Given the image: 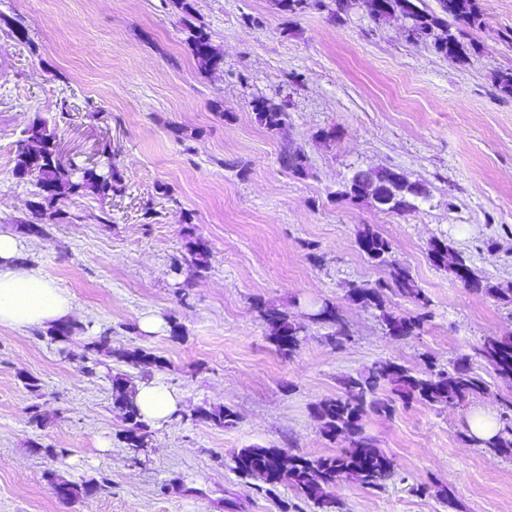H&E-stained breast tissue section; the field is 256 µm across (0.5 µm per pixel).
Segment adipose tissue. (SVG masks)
Wrapping results in <instances>:
<instances>
[{"mask_svg":"<svg viewBox=\"0 0 512 512\" xmlns=\"http://www.w3.org/2000/svg\"><path fill=\"white\" fill-rule=\"evenodd\" d=\"M24 251L20 239L0 232V326L28 330L69 318V293L26 262ZM135 401L142 417L160 426L178 412L181 397L156 376L138 384Z\"/></svg>","mask_w":512,"mask_h":512,"instance_id":"obj_1","label":"adipose tissue"}]
</instances>
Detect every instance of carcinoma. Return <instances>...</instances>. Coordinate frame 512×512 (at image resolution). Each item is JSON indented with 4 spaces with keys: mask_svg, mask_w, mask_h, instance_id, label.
Returning <instances> with one entry per match:
<instances>
[{
    "mask_svg": "<svg viewBox=\"0 0 512 512\" xmlns=\"http://www.w3.org/2000/svg\"><path fill=\"white\" fill-rule=\"evenodd\" d=\"M308 0H274V6L290 16L302 13ZM369 16L376 22L387 20L392 13L408 8L410 22L406 28L407 39L414 43L430 45L437 54L448 53V48L462 50L460 37L469 29L479 26L482 13L478 0H435V7L427 8L424 0H362ZM317 9H326L338 20L352 11V0H315ZM186 42L200 68L204 71L215 70L222 62V56L212 45L210 36L202 25L191 22L184 24ZM255 119L272 134H283L288 128V113L274 101L258 97L251 101ZM55 136L48 132L40 121L33 122L25 131L23 138L16 144L15 171L20 176H33L37 181H48L55 188V197L44 199V204L35 210L34 222L27 225L32 234L44 233L42 220L47 211L56 208V204L81 190H91L99 195L109 196L122 192V175L112 157H107V171L96 173L81 168L74 163L64 165L55 158ZM283 166L293 177L303 179L309 175L307 157L301 152L286 156ZM392 172L390 168L361 169L354 172L340 195L352 201L366 198L374 206L389 212L405 213L414 209V200L420 197L413 183L405 180L394 187L386 185L385 176ZM358 246L371 261L389 269V280L384 284L368 286L351 283L348 286V299L362 307L375 308L380 312V320L387 333L396 337L415 335L428 313L414 318L400 317L388 311L383 301V289L392 294L408 298L421 308L428 306V299L418 288L411 270L389 259L390 244L380 234L370 228L361 231ZM430 260L439 268H445L454 275L465 271L469 277L467 288L475 293L488 294L498 289L483 283L475 275L465 260H448V246L441 241L430 244ZM184 263L199 274L206 269L205 251L202 242L195 241L182 257ZM259 316L273 331L272 340L280 353L291 357L298 350L304 332V326L288 317L287 313L276 307L261 305ZM317 320L330 323L336 329L327 336V341L337 346L348 336L341 323L336 308L324 305L316 313ZM84 327L73 321H65L50 326L46 335L54 342H67ZM476 357L493 368L499 380L512 384V337L490 338L474 348ZM113 357L117 362L137 369L157 367L161 360L143 348H112L111 332L104 331L91 338L84 345L83 372L87 375L97 373L101 365L99 356ZM112 406L123 415L125 428L122 439L127 448H148L152 442V425L139 413L134 401L136 393L127 375L119 373L111 378ZM343 394L320 401L315 407L316 418L324 437L331 441L341 440L347 446L334 455L305 456L294 454L281 448L252 446L240 449L235 459L243 456L251 458V467L244 475L253 477L269 486L287 485L320 509V512H335L337 501L330 489L339 482L352 481L371 491H382L386 482L396 474L394 460L377 448L372 437L365 434L362 420L367 412L390 417L396 411V404H409L413 401L429 405L458 402L484 394L486 382L472 371L465 358L450 364L446 370L433 368L418 373L403 365L380 361L371 367L347 376L343 382ZM386 392V397H378V391ZM501 418L504 426L492 440L476 437L472 441L485 445L490 450L505 456H512V399L502 402ZM192 419L209 422L223 427L233 422L235 414L228 408H196ZM51 415L34 403L27 408V422L35 426L46 427ZM49 481L57 496L70 503H76L100 490L107 488V480L92 477L80 482L71 481L55 473H49Z\"/></svg>",
    "mask_w": 512,
    "mask_h": 512,
    "instance_id": "obj_1",
    "label": "carcinoma"
}]
</instances>
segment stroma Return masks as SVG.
<instances>
[{"label":"stroma","mask_w":512,"mask_h":512,"mask_svg":"<svg viewBox=\"0 0 512 512\" xmlns=\"http://www.w3.org/2000/svg\"><path fill=\"white\" fill-rule=\"evenodd\" d=\"M192 4L223 57L217 70L198 67L170 0H0V231L71 295L85 327L54 343L38 329L0 326V512H314L290 487L266 492L237 474L235 453L335 454L341 444L321 434L314 408L340 395L345 376L379 360L443 369L485 337H512V94L495 82L512 68L502 39L512 0H480L484 24L455 59L407 40L400 16L378 24L361 9L339 21L313 8L291 17L273 0ZM248 15L258 26L245 24ZM258 96L283 106L286 134L257 124ZM39 117L63 158L84 167L101 166L110 146L125 189L68 197L35 236L25 226L39 189L16 175L14 158ZM324 130L334 140L320 139ZM289 149L306 154L309 177L288 174ZM380 166L423 186L413 211L338 198L354 171ZM366 227L429 300L419 335L387 334L377 310L347 297L349 283L388 279L359 250ZM193 237L208 256L195 277L175 263ZM436 240L499 294L472 292L434 266ZM327 303L350 329L343 346L311 318ZM261 304L305 325L293 357L277 351ZM149 312L165 329L140 330ZM106 329L113 348L160 358V377L181 396L180 415L156 427L141 462L112 407L111 377L125 365L82 371L84 343ZM471 367L487 383L476 400L364 417L397 476L376 493L338 483L339 512H512V457L471 443L467 428L475 410H500L512 389L480 359ZM24 375L40 379L39 393ZM36 402L53 415L43 429L27 422ZM200 406L230 408L236 421L191 420ZM37 442L68 455L36 454ZM50 471L110 486L71 504L55 494ZM418 484L423 494L413 493Z\"/></svg>","instance_id":"obj_1"}]
</instances>
